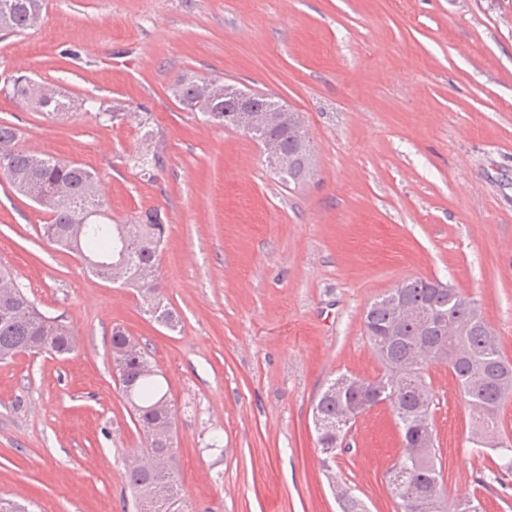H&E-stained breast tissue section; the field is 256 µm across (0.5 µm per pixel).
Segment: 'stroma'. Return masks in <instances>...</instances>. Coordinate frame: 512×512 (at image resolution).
Masks as SVG:
<instances>
[{
  "label": "stroma",
  "mask_w": 512,
  "mask_h": 512,
  "mask_svg": "<svg viewBox=\"0 0 512 512\" xmlns=\"http://www.w3.org/2000/svg\"><path fill=\"white\" fill-rule=\"evenodd\" d=\"M182 74L299 112L315 178L285 187L250 137L184 110L169 92ZM20 76L66 109L14 97ZM141 111L163 154L152 183L131 162ZM1 120L23 148L95 172L114 221L160 211L180 324L44 240L47 214L0 174V266L78 338L64 358L0 362V497L132 512L126 471L147 439L112 368L118 325L169 386L183 512H340L339 486L398 512L387 406L327 465L312 407L339 374L378 373L364 312L404 278L476 299L512 359V0H45L38 26L0 36ZM427 374L447 504L512 512V474L475 453L447 366Z\"/></svg>",
  "instance_id": "1"
}]
</instances>
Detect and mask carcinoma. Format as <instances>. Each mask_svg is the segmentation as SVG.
<instances>
[{
	"label": "carcinoma",
	"mask_w": 512,
	"mask_h": 512,
	"mask_svg": "<svg viewBox=\"0 0 512 512\" xmlns=\"http://www.w3.org/2000/svg\"><path fill=\"white\" fill-rule=\"evenodd\" d=\"M43 11V0H0V32L21 33L36 25ZM201 79L181 75L172 86L174 98L186 109L200 112L203 121L235 128L232 100L218 93L199 106L198 83ZM254 140L276 141L282 152L298 160L301 145L289 130L266 125L250 133ZM20 130L9 122H0V171L12 188L44 208L50 215L42 225L43 236L53 245L86 258L89 272L108 279V265L123 260L127 270L126 287L141 297L144 311L155 321L174 328L175 313L164 304L159 276V251L164 241L165 224L160 213L146 211L123 224L112 219L82 224L89 214H107L101 182L95 173L73 162L18 147ZM142 171L153 180L163 168L158 152L137 158ZM403 297L415 308H425L436 317L425 331H419L412 319L396 320L386 303V295L367 308L363 327L372 345L380 370L373 378L356 377L366 395L347 390L336 394L324 389L314 407L313 420L325 427L317 433V444L325 455L324 463L336 457L342 446L336 444V421L356 406L361 414L367 403L386 405L395 418L399 433L409 437L419 431H434L433 402L423 404V392L431 391L426 367L445 365L454 377L472 420V444L488 457L498 474L512 473V455L483 441L486 433H500L499 415L512 399V360L508 359L499 336L481 313L478 303L462 304L466 293L439 280L404 279ZM462 328L459 336L448 335V323ZM441 349L458 346V358L452 351L434 358L417 354L419 341ZM112 362L120 377L122 392L133 409L138 425L149 441L145 449L149 462L128 472L127 481L135 499L136 512H182L181 493L174 480L171 458L172 410L168 391L158 380L146 347L124 328H112ZM45 349L55 356L74 349L72 334L57 317L43 314L6 270L0 269V360L21 353ZM390 490L398 499L399 512H445L446 488L437 450L417 448L412 456H403L390 477Z\"/></svg>",
	"instance_id": "cac0c4a2"
}]
</instances>
